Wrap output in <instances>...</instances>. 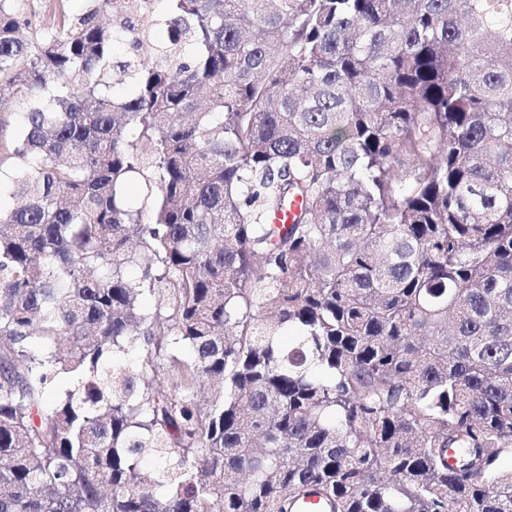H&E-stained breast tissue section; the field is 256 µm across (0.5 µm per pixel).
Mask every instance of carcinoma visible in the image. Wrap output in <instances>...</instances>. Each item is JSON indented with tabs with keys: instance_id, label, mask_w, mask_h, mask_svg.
<instances>
[{
	"instance_id": "cac0c4a2",
	"label": "carcinoma",
	"mask_w": 512,
	"mask_h": 512,
	"mask_svg": "<svg viewBox=\"0 0 512 512\" xmlns=\"http://www.w3.org/2000/svg\"><path fill=\"white\" fill-rule=\"evenodd\" d=\"M153 2L0 0V512H512V0ZM18 104L14 99L6 98L0 103V209L10 210L15 203L9 187V174L14 159H7V146L10 144L21 124V115Z\"/></svg>"
}]
</instances>
